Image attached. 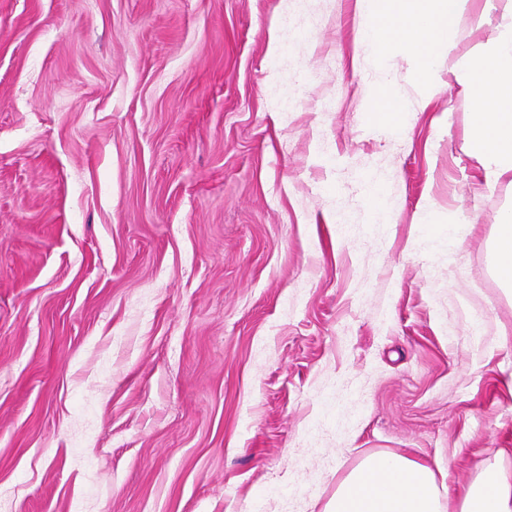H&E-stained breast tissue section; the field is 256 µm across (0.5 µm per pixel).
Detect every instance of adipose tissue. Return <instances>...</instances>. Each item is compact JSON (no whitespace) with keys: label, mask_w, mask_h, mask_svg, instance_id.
<instances>
[{"label":"adipose tissue","mask_w":512,"mask_h":512,"mask_svg":"<svg viewBox=\"0 0 512 512\" xmlns=\"http://www.w3.org/2000/svg\"><path fill=\"white\" fill-rule=\"evenodd\" d=\"M362 40L377 60L402 58L429 93L459 86L473 103L470 143L486 188L512 182V0H355ZM470 11L486 30L485 47L441 72L458 44L454 17ZM495 274L512 288V210L500 214L493 241ZM456 512H512V471L479 467ZM324 512H443L436 474L408 456L366 457L339 483Z\"/></svg>","instance_id":"1"}]
</instances>
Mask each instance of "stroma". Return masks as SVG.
I'll use <instances>...</instances> for the list:
<instances>
[{
  "label": "stroma",
  "instance_id": "stroma-1",
  "mask_svg": "<svg viewBox=\"0 0 512 512\" xmlns=\"http://www.w3.org/2000/svg\"><path fill=\"white\" fill-rule=\"evenodd\" d=\"M354 0H0V512H323L512 468V186L366 107ZM430 220L415 223L417 212ZM493 241L495 274L505 288H512V210L500 214ZM436 474L408 456L366 457L339 483L324 512H444Z\"/></svg>",
  "mask_w": 512,
  "mask_h": 512
}]
</instances>
